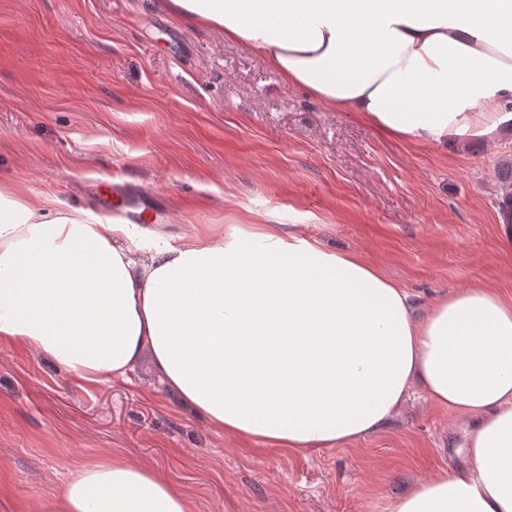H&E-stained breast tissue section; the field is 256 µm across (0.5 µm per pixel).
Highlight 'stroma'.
Segmentation results:
<instances>
[{
    "label": "stroma",
    "instance_id": "35a3bbf8",
    "mask_svg": "<svg viewBox=\"0 0 512 512\" xmlns=\"http://www.w3.org/2000/svg\"><path fill=\"white\" fill-rule=\"evenodd\" d=\"M512 129L421 146L331 110L222 29L150 0H0V182L108 218L122 194L152 230L191 238L281 216L354 250L417 306L459 288L512 294L496 177ZM466 417L413 396L389 425L291 452L209 426L148 368L85 386L0 342V512H30L77 466L119 456L191 512H388L447 471Z\"/></svg>",
    "mask_w": 512,
    "mask_h": 512
}]
</instances>
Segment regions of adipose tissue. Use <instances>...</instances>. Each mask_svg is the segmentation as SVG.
Masks as SVG:
<instances>
[{"label":"adipose tissue","instance_id":"obj_1","mask_svg":"<svg viewBox=\"0 0 512 512\" xmlns=\"http://www.w3.org/2000/svg\"><path fill=\"white\" fill-rule=\"evenodd\" d=\"M166 6L388 136L492 142L512 123V0ZM280 223L271 211L188 240L0 184V341L87 384L149 365L211 427L302 452L382 430L420 389L473 422L461 464L390 512H512V298L460 288L419 312L358 252ZM34 512L190 510L150 470L109 458Z\"/></svg>","mask_w":512,"mask_h":512}]
</instances>
